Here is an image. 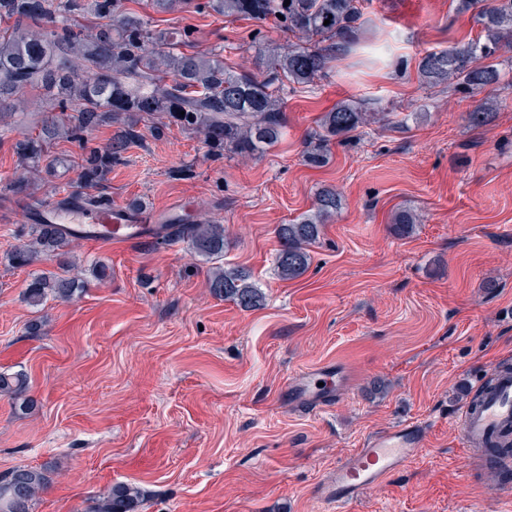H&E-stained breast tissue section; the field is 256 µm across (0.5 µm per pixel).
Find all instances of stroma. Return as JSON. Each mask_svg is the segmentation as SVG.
<instances>
[{
	"instance_id": "obj_1",
	"label": "stroma",
	"mask_w": 512,
	"mask_h": 512,
	"mask_svg": "<svg viewBox=\"0 0 512 512\" xmlns=\"http://www.w3.org/2000/svg\"><path fill=\"white\" fill-rule=\"evenodd\" d=\"M133 10L156 27H192L201 50L254 69L253 44L286 46L287 30L193 11ZM457 0H368L355 42L316 85L288 93L287 135L253 160L210 156L174 125L140 122L107 183L113 204H177L222 224V264L249 267L265 295L243 309L211 293L208 263L183 240L99 247L81 241L77 262L106 263L73 300L30 306L25 290L58 257L24 267L9 254L31 237L18 209L77 186L80 149L35 195L3 186L18 177L13 150L42 118L36 95L0 140V371L28 387L0 396V474L42 466L49 483L34 512H87L118 483L145 492L139 512H322L315 486L364 439L417 423L420 458L368 491L352 512H506L491 498L498 477L457 444L456 413L476 377L512 368V72L492 92L495 120H467L477 99L423 84L430 49L466 44L481 27ZM352 100L388 122L332 144L327 165L308 166L305 144L320 116ZM189 176L175 178L176 170ZM336 188L342 206L324 224L311 265L277 275V225ZM416 222L401 235L398 209ZM340 365L348 382L310 410L288 399L300 372Z\"/></svg>"
}]
</instances>
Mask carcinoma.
<instances>
[{"label":"carcinoma","instance_id":"cac0c4a2","mask_svg":"<svg viewBox=\"0 0 512 512\" xmlns=\"http://www.w3.org/2000/svg\"><path fill=\"white\" fill-rule=\"evenodd\" d=\"M126 0H0V138L11 131L6 117L24 111L26 96L34 92L48 112L37 135L14 143L18 165L40 171L48 159V145L57 141L81 149L78 180L97 193L69 191L58 200L77 197L86 203L110 204L104 191L112 165L123 159L133 143L142 115L165 119L192 130L217 157L256 158L274 148L286 135L284 88H307L326 76L333 54L350 44L361 16V0H151L158 13L194 12L264 21L282 15L280 23L294 37L288 46L255 53L262 71L228 67L214 50H194L192 31L158 29L125 5ZM329 24H324L325 20ZM482 26L477 39L451 49L425 52L418 72L428 86L452 83L474 97L489 93L502 80L499 51L512 43V0H488L476 14ZM494 118L483 102L468 120L475 127ZM370 121L352 101L323 113L306 151V162L322 167L333 142L346 143ZM117 125L112 140L85 146L87 134L104 125ZM341 205L336 188L317 190L311 209L275 234L281 243L275 263L283 280L308 270L310 248L322 225ZM178 239L188 241L195 254L214 263L207 285L219 297L244 309L262 305L263 292L244 266L226 268L224 225L209 220L181 225ZM77 237H66L55 224H36L29 243L10 255L13 264L26 266L40 255H55ZM107 277L104 264L86 269L71 260L60 273L35 276L27 288L33 307L49 298L69 301L86 273ZM28 385L23 373L0 372V395L22 393ZM49 482L47 469L19 466L0 476V512H33L35 501ZM145 494L135 483H120L94 498L89 512H139Z\"/></svg>","mask_w":512,"mask_h":512}]
</instances>
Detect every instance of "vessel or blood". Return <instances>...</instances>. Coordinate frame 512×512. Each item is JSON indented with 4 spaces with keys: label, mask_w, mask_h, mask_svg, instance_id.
Returning a JSON list of instances; mask_svg holds the SVG:
<instances>
[{
    "label": "vessel or blood",
    "mask_w": 512,
    "mask_h": 512,
    "mask_svg": "<svg viewBox=\"0 0 512 512\" xmlns=\"http://www.w3.org/2000/svg\"><path fill=\"white\" fill-rule=\"evenodd\" d=\"M26 222L60 224L85 240L102 245H142L154 242L167 225L185 221L184 212L172 208L156 211L147 207L114 206L106 211L81 204L45 202L26 209ZM342 382L340 374L318 367L300 373L288 391L291 398L309 408L326 406ZM512 430V375L499 376L494 389L479 406L464 407L458 418V441L466 451L488 452L498 437ZM422 433L413 422L366 438L336 463L328 477L317 485L315 495L330 512H350L370 489L414 461L422 451Z\"/></svg>",
    "instance_id": "obj_1"
}]
</instances>
